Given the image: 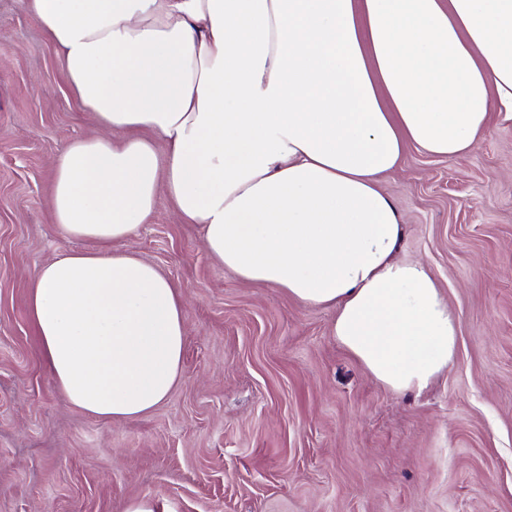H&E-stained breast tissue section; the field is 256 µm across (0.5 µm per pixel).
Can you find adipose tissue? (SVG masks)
Here are the masks:
<instances>
[{"instance_id":"ef3b65f1","label":"adipose tissue","mask_w":512,"mask_h":512,"mask_svg":"<svg viewBox=\"0 0 512 512\" xmlns=\"http://www.w3.org/2000/svg\"><path fill=\"white\" fill-rule=\"evenodd\" d=\"M94 134L54 157L49 207L94 244L29 285L37 354L68 401L121 422L176 386L185 298L117 250L167 197L246 284L336 311L392 391L453 365L458 318L379 188L409 150L467 154L512 123V0H23Z\"/></svg>"}]
</instances>
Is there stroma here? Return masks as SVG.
I'll return each instance as SVG.
<instances>
[{
    "label": "stroma",
    "mask_w": 512,
    "mask_h": 512,
    "mask_svg": "<svg viewBox=\"0 0 512 512\" xmlns=\"http://www.w3.org/2000/svg\"><path fill=\"white\" fill-rule=\"evenodd\" d=\"M94 123L59 51L0 0V512H512V124L463 157L410 152L380 178L398 256L426 263L459 318L457 360L396 393L336 341L331 308L243 284L167 197L127 247L187 297L180 379L150 413L103 422L56 390L29 284L92 242L57 229L51 160Z\"/></svg>",
    "instance_id": "obj_1"
}]
</instances>
